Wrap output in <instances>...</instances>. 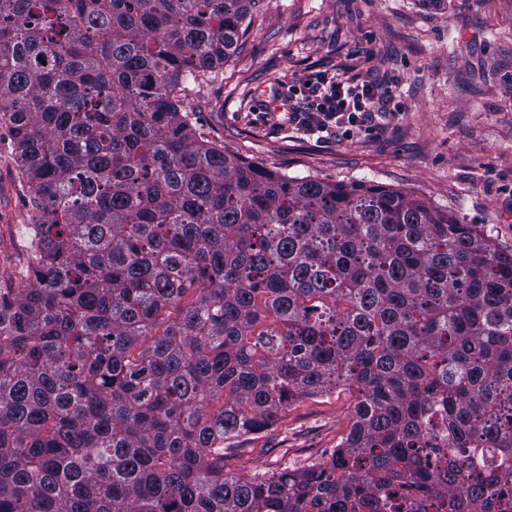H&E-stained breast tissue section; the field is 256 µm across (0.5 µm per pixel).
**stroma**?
<instances>
[{"label": "stroma", "instance_id": "1", "mask_svg": "<svg viewBox=\"0 0 512 512\" xmlns=\"http://www.w3.org/2000/svg\"><path fill=\"white\" fill-rule=\"evenodd\" d=\"M223 68L188 92L197 134L262 169L416 196L512 249V0H260ZM394 81L386 128L349 141L253 122L272 87L308 69ZM34 214L10 127L0 121V289L21 288ZM336 390L241 438L225 473L261 478L329 457L353 423Z\"/></svg>", "mask_w": 512, "mask_h": 512}]
</instances>
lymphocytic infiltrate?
<instances>
[{"instance_id": "lymphocytic-infiltrate-1", "label": "lymphocytic infiltrate", "mask_w": 512, "mask_h": 512, "mask_svg": "<svg viewBox=\"0 0 512 512\" xmlns=\"http://www.w3.org/2000/svg\"><path fill=\"white\" fill-rule=\"evenodd\" d=\"M391 97V87L370 69L347 77L310 71L294 84L273 90L272 98L280 103L281 112L269 110L258 118L299 137L347 140L375 132L394 120Z\"/></svg>"}]
</instances>
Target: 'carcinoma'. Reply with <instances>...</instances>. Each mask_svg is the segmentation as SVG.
Returning <instances> with one entry per match:
<instances>
[{"label": "carcinoma", "instance_id": "carcinoma-1", "mask_svg": "<svg viewBox=\"0 0 512 512\" xmlns=\"http://www.w3.org/2000/svg\"><path fill=\"white\" fill-rule=\"evenodd\" d=\"M258 2L0 0L35 210L0 290V512H512V251L198 137L181 97ZM340 387L327 461L224 473Z\"/></svg>", "mask_w": 512, "mask_h": 512}]
</instances>
